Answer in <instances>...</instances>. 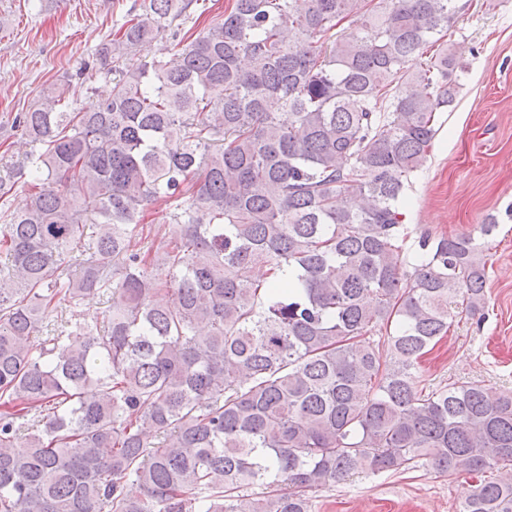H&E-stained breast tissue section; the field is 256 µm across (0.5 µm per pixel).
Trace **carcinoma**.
I'll use <instances>...</instances> for the list:
<instances>
[{
    "label": "carcinoma",
    "mask_w": 512,
    "mask_h": 512,
    "mask_svg": "<svg viewBox=\"0 0 512 512\" xmlns=\"http://www.w3.org/2000/svg\"><path fill=\"white\" fill-rule=\"evenodd\" d=\"M191 2L141 0L101 63ZM470 8L233 0L94 107L57 88L6 117L31 151L27 205L0 215V512H311L423 460L469 476L462 512H512V396L418 375L453 308L484 316L497 224L403 258ZM158 202L169 223H144Z\"/></svg>",
    "instance_id": "cac0c4a2"
}]
</instances>
